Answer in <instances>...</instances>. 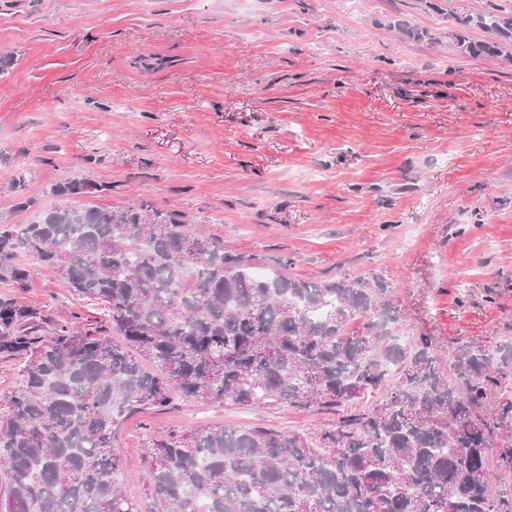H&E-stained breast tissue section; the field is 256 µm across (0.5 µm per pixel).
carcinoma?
<instances>
[{"mask_svg": "<svg viewBox=\"0 0 512 512\" xmlns=\"http://www.w3.org/2000/svg\"><path fill=\"white\" fill-rule=\"evenodd\" d=\"M452 14L458 54L512 61V0ZM27 182L23 169L10 184L20 210ZM111 189L68 178L51 193L74 203L0 226V283L23 287L29 257L109 319L84 332L0 296V357L23 359L0 414V512H512V341L463 344L446 366L384 277L260 276L146 201L79 203ZM178 394L332 411L336 425L152 438L141 510L118 479L116 428Z\"/></svg>", "mask_w": 512, "mask_h": 512, "instance_id": "carcinoma-1", "label": "carcinoma"}]
</instances>
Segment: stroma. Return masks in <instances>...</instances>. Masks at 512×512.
Returning a JSON list of instances; mask_svg holds the SVG:
<instances>
[{
	"instance_id": "35a3bbf8",
	"label": "stroma",
	"mask_w": 512,
	"mask_h": 512,
	"mask_svg": "<svg viewBox=\"0 0 512 512\" xmlns=\"http://www.w3.org/2000/svg\"><path fill=\"white\" fill-rule=\"evenodd\" d=\"M448 0H0V221L52 184L148 200L263 273L383 274L444 361L512 338V62L448 44ZM166 59L151 70L142 56ZM28 170L34 209L8 187ZM55 320L100 307L33 272L0 283ZM331 413L175 397L127 416L119 480L143 502L149 437L220 423L305 432ZM110 189L111 186L108 184L96 183L87 178L74 177L54 184L51 187V193L56 196L79 200Z\"/></svg>"
}]
</instances>
